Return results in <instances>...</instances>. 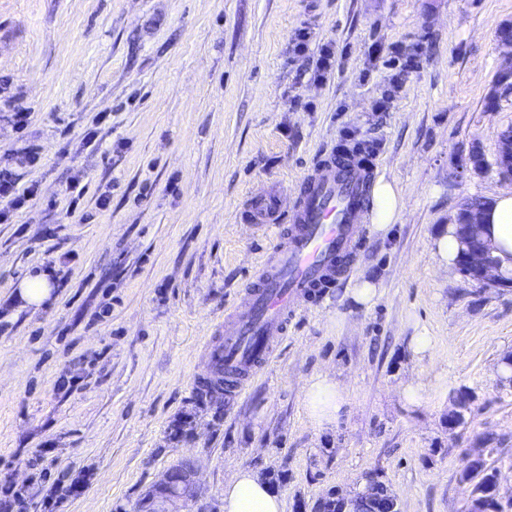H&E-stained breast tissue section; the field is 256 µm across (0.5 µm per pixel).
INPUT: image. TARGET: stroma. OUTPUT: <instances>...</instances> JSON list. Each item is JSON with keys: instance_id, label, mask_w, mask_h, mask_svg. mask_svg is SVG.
Segmentation results:
<instances>
[{"instance_id": "stroma-1", "label": "stroma", "mask_w": 512, "mask_h": 512, "mask_svg": "<svg viewBox=\"0 0 512 512\" xmlns=\"http://www.w3.org/2000/svg\"><path fill=\"white\" fill-rule=\"evenodd\" d=\"M506 23L512 0H0V167L38 186L0 222V486L23 493L21 512H138L186 457L199 500L181 512H224L241 467L285 512L352 497L372 472L400 512H467L469 452L512 512V384L497 373L512 288H480L432 250L464 201L512 189L494 166L512 128L496 87ZM303 27L336 48L325 82L292 52ZM30 144L39 163L16 166ZM361 144L402 194L396 224L364 225L335 288L242 392L199 401L207 345L283 230L243 222L247 197L297 196L317 157ZM36 268L53 298L26 307L18 284ZM363 279L380 290L368 308L348 295ZM320 372L347 397L325 429L304 407ZM412 380L418 405L400 394Z\"/></svg>"}]
</instances>
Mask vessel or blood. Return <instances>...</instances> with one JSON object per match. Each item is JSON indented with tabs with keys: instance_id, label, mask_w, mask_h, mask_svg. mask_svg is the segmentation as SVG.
<instances>
[{
	"instance_id": "1",
	"label": "vessel or blood",
	"mask_w": 512,
	"mask_h": 512,
	"mask_svg": "<svg viewBox=\"0 0 512 512\" xmlns=\"http://www.w3.org/2000/svg\"><path fill=\"white\" fill-rule=\"evenodd\" d=\"M376 172L372 154H351L342 169L335 159L320 158L305 174L290 209H282L271 192L248 198L249 222L283 224L287 231L225 317L222 336L208 350L212 375H225L233 390H243L272 357L295 309L333 286L359 246Z\"/></svg>"
}]
</instances>
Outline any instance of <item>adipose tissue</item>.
<instances>
[{"label": "adipose tissue", "mask_w": 512, "mask_h": 512, "mask_svg": "<svg viewBox=\"0 0 512 512\" xmlns=\"http://www.w3.org/2000/svg\"><path fill=\"white\" fill-rule=\"evenodd\" d=\"M480 222L500 273L512 275V193L489 197ZM304 401L310 422L321 429L335 424L347 403L336 380L325 373L307 380ZM224 512H285V503L258 471L241 468L224 485Z\"/></svg>", "instance_id": "1"}]
</instances>
